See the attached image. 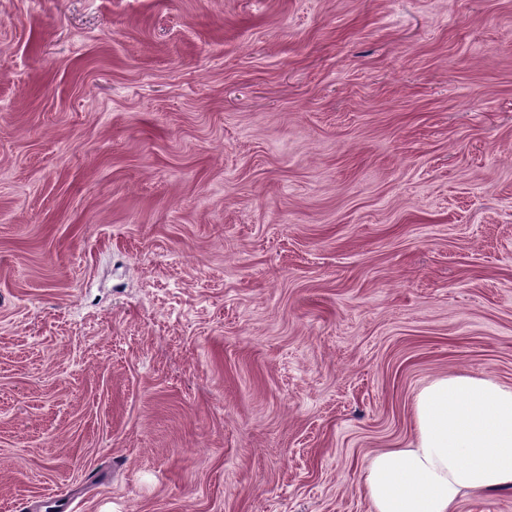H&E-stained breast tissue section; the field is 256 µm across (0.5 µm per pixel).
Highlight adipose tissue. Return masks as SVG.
<instances>
[{
	"mask_svg": "<svg viewBox=\"0 0 512 512\" xmlns=\"http://www.w3.org/2000/svg\"><path fill=\"white\" fill-rule=\"evenodd\" d=\"M412 447L378 452L363 481L373 512H459L468 493L512 489V386L474 375L417 395Z\"/></svg>",
	"mask_w": 512,
	"mask_h": 512,
	"instance_id": "1",
	"label": "adipose tissue"
}]
</instances>
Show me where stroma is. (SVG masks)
<instances>
[{
	"label": "stroma",
	"instance_id": "stroma-1",
	"mask_svg": "<svg viewBox=\"0 0 512 512\" xmlns=\"http://www.w3.org/2000/svg\"><path fill=\"white\" fill-rule=\"evenodd\" d=\"M457 374L512 385V0H0V512H371Z\"/></svg>",
	"mask_w": 512,
	"mask_h": 512
}]
</instances>
